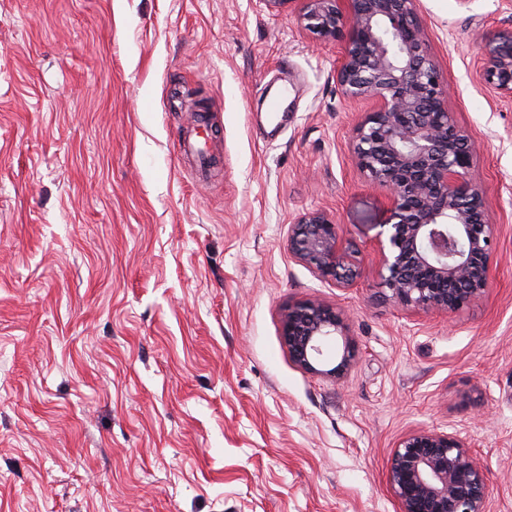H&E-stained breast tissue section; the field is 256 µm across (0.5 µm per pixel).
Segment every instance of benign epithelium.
I'll return each mask as SVG.
<instances>
[{
	"instance_id": "benign-epithelium-1",
	"label": "benign epithelium",
	"mask_w": 512,
	"mask_h": 512,
	"mask_svg": "<svg viewBox=\"0 0 512 512\" xmlns=\"http://www.w3.org/2000/svg\"><path fill=\"white\" fill-rule=\"evenodd\" d=\"M304 28L324 40L350 31L336 77L349 100L376 108L355 126V167L385 188L393 223L384 225L382 287L393 306L454 313L489 294L497 233L481 185L471 176L474 149L448 112V92L428 53L414 0H303ZM480 74L512 100V30L481 54ZM288 251L320 280L339 287L358 277L340 227L322 209L300 215ZM344 313L319 298L296 303L282 320L288 353L301 370L338 379L355 362L346 343L323 368L328 339L346 335ZM400 512H487L486 469L455 432L416 429L400 438L387 472Z\"/></svg>"
}]
</instances>
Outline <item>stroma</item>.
I'll list each match as a JSON object with an SVG mask.
<instances>
[{
    "label": "stroma",
    "mask_w": 512,
    "mask_h": 512,
    "mask_svg": "<svg viewBox=\"0 0 512 512\" xmlns=\"http://www.w3.org/2000/svg\"><path fill=\"white\" fill-rule=\"evenodd\" d=\"M302 0H0V512H399L394 447L455 431L512 512V101L475 73L512 0H417L498 226L492 288L451 314L386 301L388 192L352 161L370 101ZM288 88L273 122L265 100ZM206 100L220 170L179 141ZM326 211L349 287L288 251ZM343 311L340 379L297 368L288 306Z\"/></svg>",
    "instance_id": "obj_1"
}]
</instances>
